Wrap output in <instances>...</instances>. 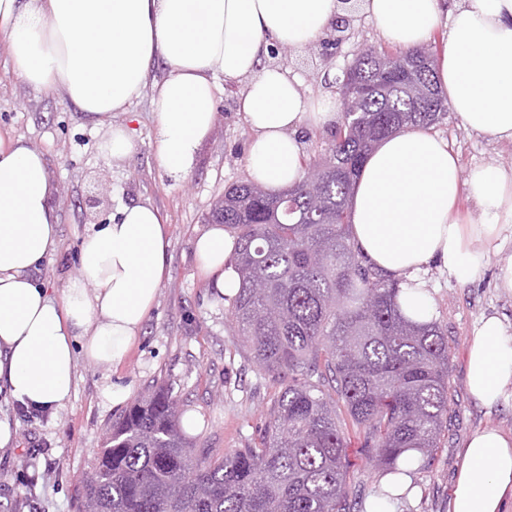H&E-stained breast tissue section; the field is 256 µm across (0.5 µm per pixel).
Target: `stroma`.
Segmentation results:
<instances>
[{"label":"stroma","instance_id":"1","mask_svg":"<svg viewBox=\"0 0 512 512\" xmlns=\"http://www.w3.org/2000/svg\"><path fill=\"white\" fill-rule=\"evenodd\" d=\"M375 24L359 17L355 35L325 55L289 52L278 64L298 74L306 93L335 96L336 81L359 44H382ZM242 84L221 85L216 121L201 145L191 173L174 181L159 165L153 144L152 89H145L129 111L91 121L57 93L33 90L16 73L9 45L0 36V132L22 139L43 154L53 185L51 205L58 216L59 246L34 273L38 285L61 291L78 270V243L93 224L111 223L127 205L149 204L167 218V272L154 311L140 339L122 364H80L73 395L57 417L26 412L0 391V420L15 435L0 448V512H78L81 478L103 446L109 428L126 402L166 380L201 424L198 446L225 452L240 448L267 421L274 393L263 373L241 347L223 301L208 288L193 243L209 226V215L231 184L248 180L246 146L250 132L237 113ZM127 126L133 152L120 161L105 157L100 145L112 126ZM437 133L445 138L461 174L475 167L512 170V141L465 128L449 114ZM102 192L99 207L86 206L89 189ZM512 263V241L490 255L473 282L460 284L429 269L427 279L436 319L445 327L450 352L453 400L441 446L413 477L416 490L399 501L397 512H448L463 445L478 428L512 429V403L492 411L476 406L466 385V350L483 314L498 313L512 327V293L494 286L499 266ZM127 389L125 403L107 397L112 384ZM354 463L351 494L368 500L380 487L381 471L366 462L358 436L348 448Z\"/></svg>","mask_w":512,"mask_h":512}]
</instances>
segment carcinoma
<instances>
[{
  "label": "carcinoma",
  "instance_id": "1",
  "mask_svg": "<svg viewBox=\"0 0 512 512\" xmlns=\"http://www.w3.org/2000/svg\"><path fill=\"white\" fill-rule=\"evenodd\" d=\"M347 69L362 96L353 104L337 87L340 121L302 179L283 194L232 186L210 215L236 235L238 336L279 387L265 428L222 455L198 448L160 384L112 424L82 512H354L349 431L388 473L422 467L438 447L452 400L448 337L435 320H408L397 284L366 264L349 197L378 141L443 123L448 99L433 54L418 48L371 45Z\"/></svg>",
  "mask_w": 512,
  "mask_h": 512
}]
</instances>
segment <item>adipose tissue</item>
<instances>
[{"label":"adipose tissue","instance_id":"obj_1","mask_svg":"<svg viewBox=\"0 0 512 512\" xmlns=\"http://www.w3.org/2000/svg\"><path fill=\"white\" fill-rule=\"evenodd\" d=\"M342 9L341 0H0V33L29 86L62 93L92 120L127 111L163 63L151 102L154 145L177 181L214 127L220 82H245L238 105L251 133L247 170L277 193L303 175L300 132L334 123L338 104L304 93L271 51L306 50ZM355 11L404 49L446 27L436 75L452 111L469 129L512 140V0H357ZM464 192L479 223L460 216ZM51 193L43 156L0 138V382L25 408L55 416L71 399L79 361L120 364L137 340L169 239L156 207H124L86 231L77 275L52 295L31 276L58 246ZM351 213L356 248L398 281L405 317L427 322L435 314L429 268L469 283L512 236V173L461 175L447 141L418 127L387 136L367 158ZM194 247L209 287L234 297V238L213 224ZM466 377L479 407L512 402V333L499 315L481 316ZM448 512H512V429L468 437Z\"/></svg>","mask_w":512,"mask_h":512}]
</instances>
